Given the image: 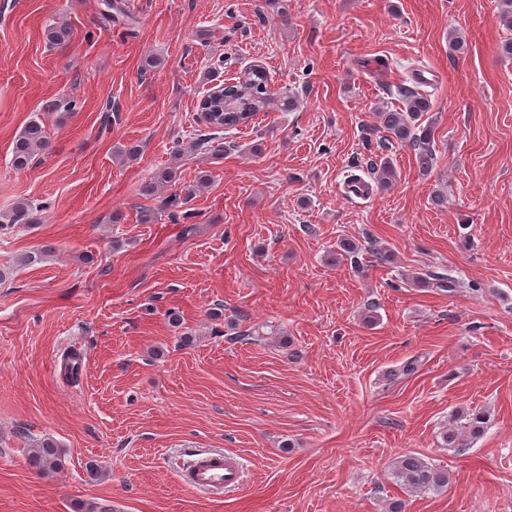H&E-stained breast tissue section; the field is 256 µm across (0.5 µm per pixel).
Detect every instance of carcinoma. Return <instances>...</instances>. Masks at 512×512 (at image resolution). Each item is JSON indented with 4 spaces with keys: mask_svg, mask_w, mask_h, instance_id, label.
I'll return each instance as SVG.
<instances>
[{
    "mask_svg": "<svg viewBox=\"0 0 512 512\" xmlns=\"http://www.w3.org/2000/svg\"><path fill=\"white\" fill-rule=\"evenodd\" d=\"M274 98L268 91L266 72L256 66L244 71L237 81L224 84V97L215 99L208 94L200 99L199 110L206 114L205 123L214 132L235 128L247 123L260 112L267 111ZM431 110L430 100L423 94L405 91L404 107L383 109L378 112V126L384 132L380 148L390 145H409L416 155V162L422 174L426 175L436 163L434 127L424 122V116ZM48 137L45 128L36 120L30 121L14 141L12 166L17 170L27 168L33 157L46 147ZM194 150H203L215 156L224 154V142L218 137L198 138L191 145ZM371 175L377 189L385 191L396 180V172L387 158L370 163ZM34 221L33 207L28 201L17 203L10 211L0 214V228L12 229L17 225ZM466 423L456 427V417H451L448 430L442 433L443 445L462 449V433L472 438L480 437L486 430L489 418L482 411L465 416ZM29 464L42 473H50L62 467V452L57 443L44 438L35 441L28 456ZM393 482L412 493L441 494L448 490L451 478L448 470L438 467L421 456L409 453L398 457L390 470Z\"/></svg>",
    "mask_w": 512,
    "mask_h": 512,
    "instance_id": "carcinoma-1",
    "label": "carcinoma"
}]
</instances>
